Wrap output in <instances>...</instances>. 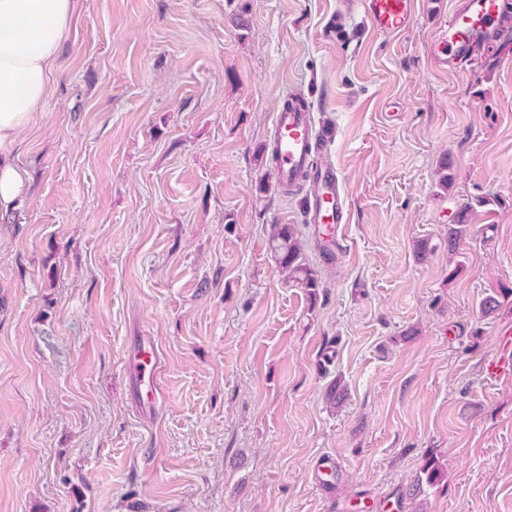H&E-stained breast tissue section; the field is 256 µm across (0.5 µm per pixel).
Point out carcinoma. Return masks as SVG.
<instances>
[{"label":"carcinoma","instance_id":"carcinoma-1","mask_svg":"<svg viewBox=\"0 0 512 512\" xmlns=\"http://www.w3.org/2000/svg\"><path fill=\"white\" fill-rule=\"evenodd\" d=\"M269 248L279 271L288 282L313 294L319 287L318 275L306 261L304 248L293 224H272L268 235Z\"/></svg>","mask_w":512,"mask_h":512}]
</instances>
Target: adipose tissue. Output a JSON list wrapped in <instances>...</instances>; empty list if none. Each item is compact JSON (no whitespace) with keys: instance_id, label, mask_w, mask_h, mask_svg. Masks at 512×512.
<instances>
[{"instance_id":"obj_1","label":"adipose tissue","mask_w":512,"mask_h":512,"mask_svg":"<svg viewBox=\"0 0 512 512\" xmlns=\"http://www.w3.org/2000/svg\"><path fill=\"white\" fill-rule=\"evenodd\" d=\"M75 11V0H0V218L22 199L11 148L42 110Z\"/></svg>"}]
</instances>
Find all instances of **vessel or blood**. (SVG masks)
I'll return each instance as SVG.
<instances>
[{
	"label": "vessel or blood",
	"mask_w": 512,
	"mask_h": 512,
	"mask_svg": "<svg viewBox=\"0 0 512 512\" xmlns=\"http://www.w3.org/2000/svg\"><path fill=\"white\" fill-rule=\"evenodd\" d=\"M342 13H359L376 32L397 35L405 32L414 14L415 0H341ZM512 24V12L503 0H456L448 22L431 47V56L448 71H456L463 60L490 41L499 29ZM272 177L278 186L294 185L311 178L315 192L309 197L303 221L333 226L349 221L343 178L335 165L311 168L312 152L318 141L330 139L329 130L316 126L305 99L289 97L276 112ZM495 359L487 376L496 381L512 376V330L496 338ZM125 365L149 406L161 397L158 376L162 354L153 337L143 336L128 350Z\"/></svg>",
	"instance_id": "obj_1"
}]
</instances>
